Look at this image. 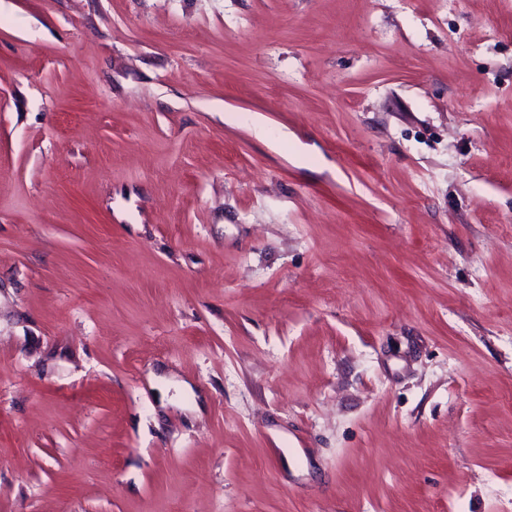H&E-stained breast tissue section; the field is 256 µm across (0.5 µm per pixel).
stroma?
Masks as SVG:
<instances>
[{
  "label": "stroma",
  "mask_w": 512,
  "mask_h": 512,
  "mask_svg": "<svg viewBox=\"0 0 512 512\" xmlns=\"http://www.w3.org/2000/svg\"><path fill=\"white\" fill-rule=\"evenodd\" d=\"M0 512H512V0H0Z\"/></svg>",
  "instance_id": "obj_1"
}]
</instances>
